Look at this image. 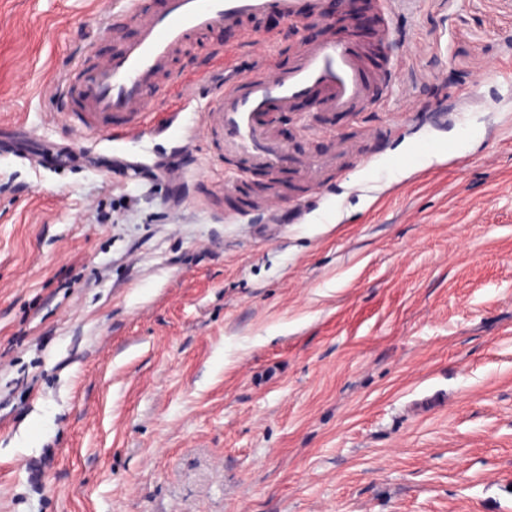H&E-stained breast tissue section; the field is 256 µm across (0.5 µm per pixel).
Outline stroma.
<instances>
[{"mask_svg": "<svg viewBox=\"0 0 512 512\" xmlns=\"http://www.w3.org/2000/svg\"><path fill=\"white\" fill-rule=\"evenodd\" d=\"M112 2L0 0V512H512V0H360L394 92L282 116L334 183L244 224L210 136L179 190L56 119Z\"/></svg>", "mask_w": 512, "mask_h": 512, "instance_id": "stroma-1", "label": "stroma"}]
</instances>
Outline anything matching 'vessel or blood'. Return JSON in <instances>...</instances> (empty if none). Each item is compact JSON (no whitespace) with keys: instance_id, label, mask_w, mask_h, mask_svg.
<instances>
[{"instance_id":"vessel-or-blood-1","label":"vessel or blood","mask_w":512,"mask_h":512,"mask_svg":"<svg viewBox=\"0 0 512 512\" xmlns=\"http://www.w3.org/2000/svg\"><path fill=\"white\" fill-rule=\"evenodd\" d=\"M270 18L300 27L297 0H158L148 11L141 0H114L108 24L117 47L100 55L95 46H87L82 59L55 86L67 126L84 134L111 132L127 142L162 135L179 115L170 112L157 121L152 109L175 88L185 104H197L201 129L221 143L224 167L235 175L229 188L243 192L248 210L277 213L281 188L288 182L316 192L330 187L335 158L292 157L279 133L281 115L359 111L378 89L393 86L397 58L372 64L338 19L322 13L318 20L332 30V37L275 68L236 76L229 91L217 98L202 99L200 83L174 80V63L186 43L215 29L238 32L254 58L265 59L280 36L279 28L259 35L253 25ZM129 23L135 32L128 37L124 28ZM255 180L266 186L265 194L248 193Z\"/></svg>"}]
</instances>
